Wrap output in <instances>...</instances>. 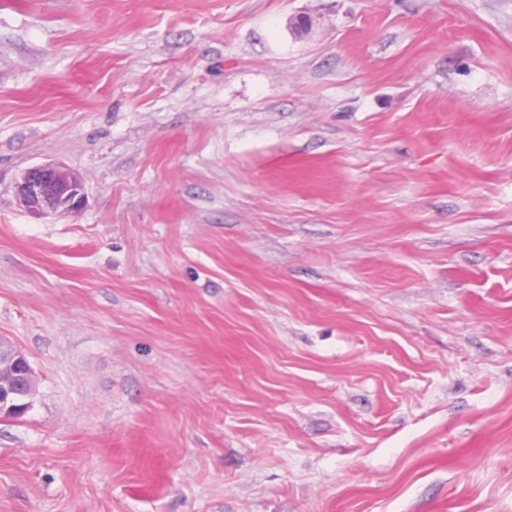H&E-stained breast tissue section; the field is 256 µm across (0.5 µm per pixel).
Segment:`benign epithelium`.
<instances>
[{
	"label": "benign epithelium",
	"mask_w": 512,
	"mask_h": 512,
	"mask_svg": "<svg viewBox=\"0 0 512 512\" xmlns=\"http://www.w3.org/2000/svg\"><path fill=\"white\" fill-rule=\"evenodd\" d=\"M16 197L27 210L48 215H77L87 200L85 185L68 170L51 163L27 169L16 184ZM9 366L25 386L11 390L0 386V413H24L36 392L35 372L25 354L0 338V375Z\"/></svg>",
	"instance_id": "benign-epithelium-1"
}]
</instances>
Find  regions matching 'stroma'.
<instances>
[{"label": "stroma", "instance_id": "stroma-1", "mask_svg": "<svg viewBox=\"0 0 512 512\" xmlns=\"http://www.w3.org/2000/svg\"><path fill=\"white\" fill-rule=\"evenodd\" d=\"M0 338V512H512V0H0ZM16 197L27 210L48 215H77L87 200L85 185L51 163L28 168L16 184ZM4 364L16 370L23 378L25 386L18 390L3 388L0 385V413H25L30 407V399L36 392L35 372L25 354L0 338V379Z\"/></svg>", "mask_w": 512, "mask_h": 512}]
</instances>
